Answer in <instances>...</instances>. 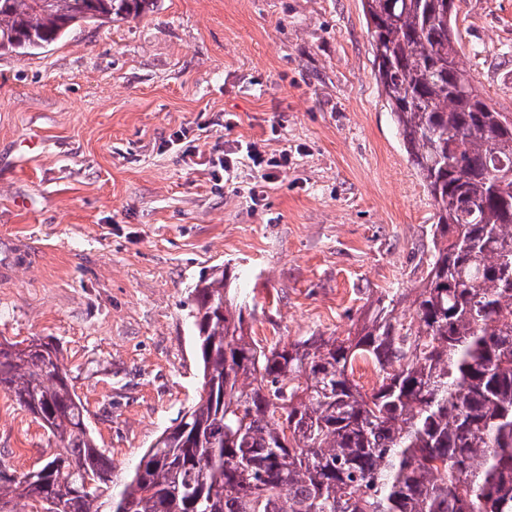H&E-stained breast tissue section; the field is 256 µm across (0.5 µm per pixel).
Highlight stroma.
I'll use <instances>...</instances> for the list:
<instances>
[{
    "label": "stroma",
    "instance_id": "1",
    "mask_svg": "<svg viewBox=\"0 0 512 512\" xmlns=\"http://www.w3.org/2000/svg\"><path fill=\"white\" fill-rule=\"evenodd\" d=\"M455 4L461 67L512 114V0ZM250 146L287 167L261 179ZM199 156L234 166L215 178ZM434 213L362 0H160L0 56V340L59 346L119 474L201 391L202 275L227 270L262 344L345 337L418 287ZM51 452L0 391V472Z\"/></svg>",
    "mask_w": 512,
    "mask_h": 512
}]
</instances>
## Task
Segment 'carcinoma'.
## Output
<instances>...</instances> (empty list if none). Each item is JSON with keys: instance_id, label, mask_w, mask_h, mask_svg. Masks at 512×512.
I'll return each instance as SVG.
<instances>
[{"instance_id": "carcinoma-1", "label": "carcinoma", "mask_w": 512, "mask_h": 512, "mask_svg": "<svg viewBox=\"0 0 512 512\" xmlns=\"http://www.w3.org/2000/svg\"><path fill=\"white\" fill-rule=\"evenodd\" d=\"M158 0H0V56ZM375 75L436 224L420 286L353 336L265 346L226 272L193 288L202 393L112 491L59 347L0 342V391L53 437L0 512H512V118L459 67L454 0H363ZM406 313L397 315V307ZM372 363L378 384L355 378Z\"/></svg>"}]
</instances>
